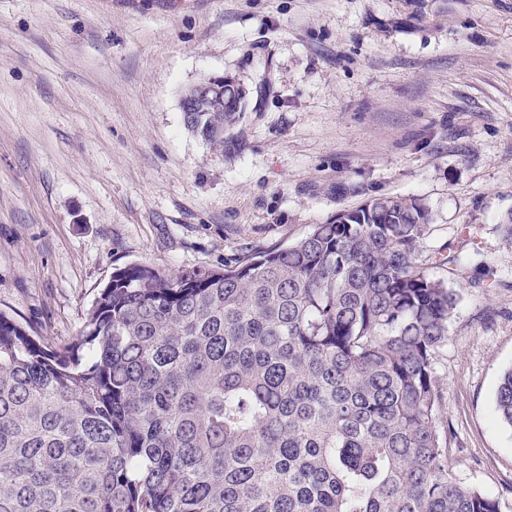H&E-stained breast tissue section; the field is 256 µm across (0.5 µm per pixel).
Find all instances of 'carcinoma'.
Segmentation results:
<instances>
[{"label":"carcinoma","mask_w":512,"mask_h":512,"mask_svg":"<svg viewBox=\"0 0 512 512\" xmlns=\"http://www.w3.org/2000/svg\"><path fill=\"white\" fill-rule=\"evenodd\" d=\"M242 112L182 122L222 149ZM430 219L376 197L235 267L129 263L60 344L0 312V512H501L448 471Z\"/></svg>","instance_id":"1"}]
</instances>
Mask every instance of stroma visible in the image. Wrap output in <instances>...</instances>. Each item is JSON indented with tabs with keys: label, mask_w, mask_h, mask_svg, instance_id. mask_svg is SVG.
<instances>
[{
	"label": "stroma",
	"mask_w": 512,
	"mask_h": 512,
	"mask_svg": "<svg viewBox=\"0 0 512 512\" xmlns=\"http://www.w3.org/2000/svg\"><path fill=\"white\" fill-rule=\"evenodd\" d=\"M248 85L217 150L181 95ZM381 196L431 212L461 298L448 468L512 512V0H0V311L75 336L115 268L235 266ZM224 81V88L222 87V79L218 75H209L203 78L200 82L192 87V97L196 100H201L212 104L215 108L220 107V102L223 101V91L225 87H230ZM495 410L498 419L512 428V368L503 375L495 398Z\"/></svg>",
	"instance_id": "35a3bbf8"
}]
</instances>
